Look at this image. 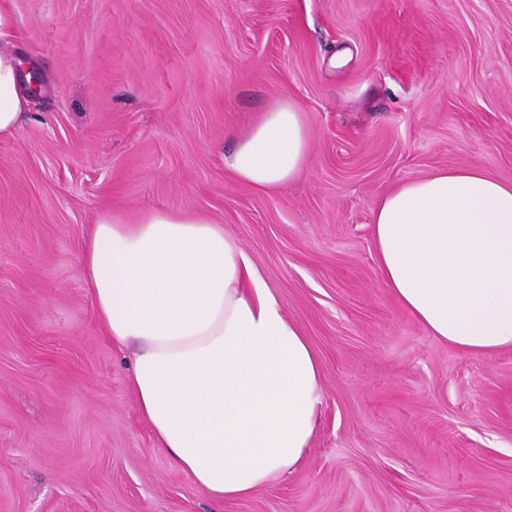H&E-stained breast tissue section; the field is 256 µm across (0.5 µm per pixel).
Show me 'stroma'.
Masks as SVG:
<instances>
[{"mask_svg": "<svg viewBox=\"0 0 512 512\" xmlns=\"http://www.w3.org/2000/svg\"><path fill=\"white\" fill-rule=\"evenodd\" d=\"M42 90L0 138V512H512V350L468 356L392 298L374 211L448 167L512 183V0H13ZM339 50L349 53L339 68ZM276 191L224 160L280 98ZM208 214L322 363L301 463L210 501L156 447L80 258L107 210Z\"/></svg>", "mask_w": 512, "mask_h": 512, "instance_id": "obj_1", "label": "stroma"}]
</instances>
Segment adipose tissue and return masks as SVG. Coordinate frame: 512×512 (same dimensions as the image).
I'll return each instance as SVG.
<instances>
[{
  "instance_id": "obj_1",
  "label": "adipose tissue",
  "mask_w": 512,
  "mask_h": 512,
  "mask_svg": "<svg viewBox=\"0 0 512 512\" xmlns=\"http://www.w3.org/2000/svg\"><path fill=\"white\" fill-rule=\"evenodd\" d=\"M12 0H0V138L29 109ZM310 129L281 100L227 159L270 191L299 176ZM379 277L441 342L479 356L512 349V184L445 168L391 189L374 212ZM81 273L157 448L216 501L247 498L293 470L319 424L321 366L251 254L193 211L105 212Z\"/></svg>"
}]
</instances>
